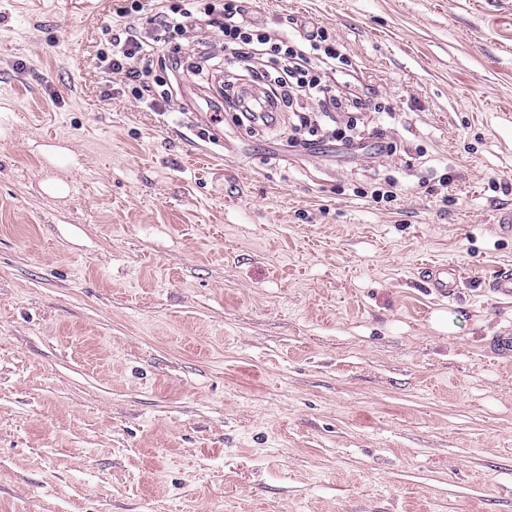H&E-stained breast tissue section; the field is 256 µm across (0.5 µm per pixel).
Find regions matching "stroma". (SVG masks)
<instances>
[{"mask_svg":"<svg viewBox=\"0 0 512 512\" xmlns=\"http://www.w3.org/2000/svg\"><path fill=\"white\" fill-rule=\"evenodd\" d=\"M123 4L0 0V512H512V0H249L335 35L392 110L371 157L207 123L191 33L135 100ZM423 279L441 296L454 294L461 281L458 268L447 263H423L420 265ZM485 288L498 300L512 301V267L498 268L485 283Z\"/></svg>","mask_w":512,"mask_h":512,"instance_id":"obj_1","label":"stroma"}]
</instances>
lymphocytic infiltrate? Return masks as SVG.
<instances>
[{
    "label": "lymphocytic infiltrate",
    "mask_w": 512,
    "mask_h": 512,
    "mask_svg": "<svg viewBox=\"0 0 512 512\" xmlns=\"http://www.w3.org/2000/svg\"><path fill=\"white\" fill-rule=\"evenodd\" d=\"M140 10V0H129L120 14L126 22L118 26L98 59L110 74L121 78L137 100L157 103L144 74L161 44L172 43L187 33L217 28L224 38V69H273L267 95L287 102L291 113L290 146L306 149L321 136H328L346 149L360 152L366 145L356 135L355 112L372 107L371 99L344 94L328 84L323 73L335 70L342 54L327 28L305 34H275L248 19L244 0H179L159 5L151 24V35L138 31L131 17Z\"/></svg>",
    "instance_id": "obj_1"
}]
</instances>
